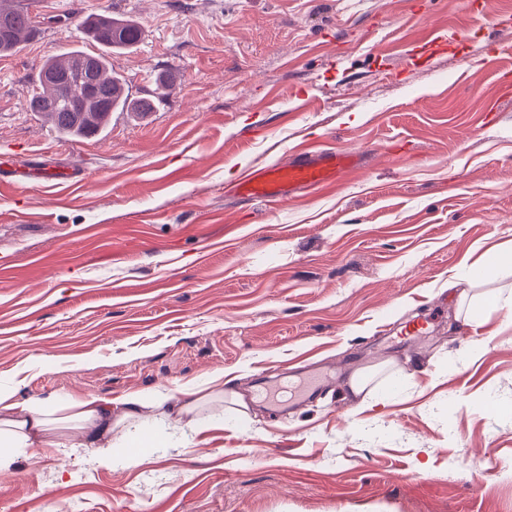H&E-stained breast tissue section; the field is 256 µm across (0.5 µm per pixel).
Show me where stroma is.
<instances>
[{"instance_id":"1","label":"stroma","mask_w":512,"mask_h":512,"mask_svg":"<svg viewBox=\"0 0 512 512\" xmlns=\"http://www.w3.org/2000/svg\"><path fill=\"white\" fill-rule=\"evenodd\" d=\"M19 2L37 32L0 57V163L79 180L0 188V387L118 411L222 383L248 412L203 410L191 447L135 466L123 432L101 467L66 431L16 458L0 512H512V0ZM102 12L139 26L109 60L156 107L64 138L26 102L45 59L99 52L81 22ZM312 146L365 164L282 204L236 194ZM270 367L333 378L274 405ZM374 367L362 410L347 380Z\"/></svg>"}]
</instances>
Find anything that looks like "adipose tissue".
Masks as SVG:
<instances>
[{"mask_svg": "<svg viewBox=\"0 0 512 512\" xmlns=\"http://www.w3.org/2000/svg\"><path fill=\"white\" fill-rule=\"evenodd\" d=\"M208 395L197 388H183L178 394L160 391L133 393L124 402L120 414H113L109 400L84 396L68 402L49 397L42 400L19 399L17 390L0 389V474L9 472L8 454L26 448H55L58 440L52 434L60 410H67L69 420L78 425L77 445L92 449L96 464L109 462L112 433L122 429L134 441L148 440L151 421L167 422L168 444L189 447V431L198 429L197 408Z\"/></svg>", "mask_w": 512, "mask_h": 512, "instance_id": "adipose-tissue-1", "label": "adipose tissue"}]
</instances>
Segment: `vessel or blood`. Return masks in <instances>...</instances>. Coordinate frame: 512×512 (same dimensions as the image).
Returning <instances> with one entry per match:
<instances>
[{
	"label": "vessel or blood",
	"mask_w": 512,
	"mask_h": 512,
	"mask_svg": "<svg viewBox=\"0 0 512 512\" xmlns=\"http://www.w3.org/2000/svg\"><path fill=\"white\" fill-rule=\"evenodd\" d=\"M364 156L361 150H296L285 163L244 169L237 192L259 202L285 203L306 190L338 183L362 167Z\"/></svg>",
	"instance_id": "b4317fda"
}]
</instances>
